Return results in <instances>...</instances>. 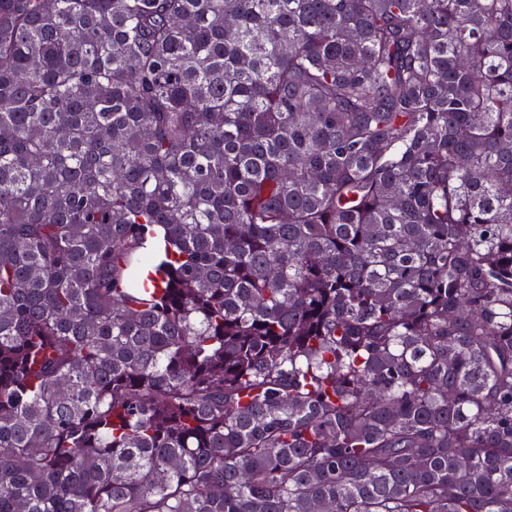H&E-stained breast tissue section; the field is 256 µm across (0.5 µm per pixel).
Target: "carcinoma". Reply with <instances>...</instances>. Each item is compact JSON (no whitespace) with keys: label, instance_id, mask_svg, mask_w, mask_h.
Wrapping results in <instances>:
<instances>
[{"label":"carcinoma","instance_id":"carcinoma-1","mask_svg":"<svg viewBox=\"0 0 512 512\" xmlns=\"http://www.w3.org/2000/svg\"><path fill=\"white\" fill-rule=\"evenodd\" d=\"M0 512H512V0H0Z\"/></svg>","mask_w":512,"mask_h":512}]
</instances>
